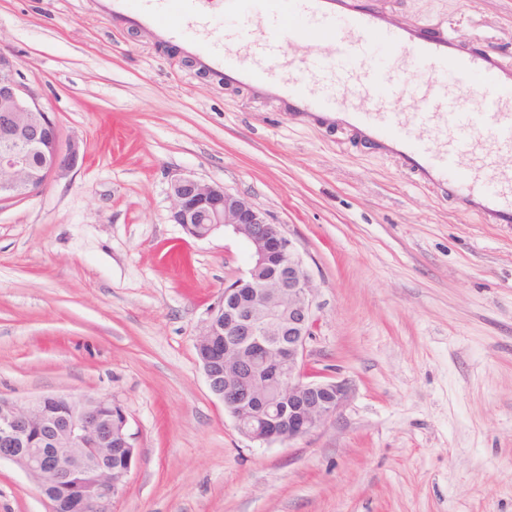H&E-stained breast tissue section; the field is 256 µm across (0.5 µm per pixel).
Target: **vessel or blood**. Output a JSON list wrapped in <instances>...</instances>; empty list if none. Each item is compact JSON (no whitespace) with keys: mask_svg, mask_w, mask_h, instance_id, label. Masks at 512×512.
<instances>
[{"mask_svg":"<svg viewBox=\"0 0 512 512\" xmlns=\"http://www.w3.org/2000/svg\"><path fill=\"white\" fill-rule=\"evenodd\" d=\"M98 0L109 19L176 43L200 69L249 87L291 113L335 121L460 210L488 224H512V65L471 54L445 32L400 26L357 0ZM312 31L319 42L298 62L282 59L283 34ZM415 73L410 86L401 77ZM407 95L411 107L394 102Z\"/></svg>","mask_w":512,"mask_h":512,"instance_id":"obj_1","label":"vessel or blood"}]
</instances>
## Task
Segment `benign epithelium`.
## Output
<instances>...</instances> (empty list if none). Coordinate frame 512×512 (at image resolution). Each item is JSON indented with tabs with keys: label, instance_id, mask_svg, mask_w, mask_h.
Returning <instances> with one entry per match:
<instances>
[{
	"label": "benign epithelium",
	"instance_id": "1",
	"mask_svg": "<svg viewBox=\"0 0 512 512\" xmlns=\"http://www.w3.org/2000/svg\"><path fill=\"white\" fill-rule=\"evenodd\" d=\"M79 146L61 145L56 120L19 81V65L0 51V202L38 194L77 164ZM170 220L203 239L221 228L250 249L245 274L224 288L198 339L214 336L224 318L226 368L203 362L210 391L238 432L261 444L301 439L335 418L348 397L344 381L311 380L313 336L309 274L281 226L246 198L192 177L171 181ZM128 418L110 394L40 397L24 406L0 399V462L16 465L49 504V512H112L126 488L136 448ZM125 440L117 472L101 449Z\"/></svg>",
	"mask_w": 512,
	"mask_h": 512
}]
</instances>
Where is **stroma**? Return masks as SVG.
<instances>
[{
    "instance_id": "stroma-1",
    "label": "stroma",
    "mask_w": 512,
    "mask_h": 512,
    "mask_svg": "<svg viewBox=\"0 0 512 512\" xmlns=\"http://www.w3.org/2000/svg\"><path fill=\"white\" fill-rule=\"evenodd\" d=\"M359 3L512 63V0ZM0 50L81 145L67 176L0 203V396L121 403L138 458L112 512H512V225L97 0H0ZM179 176L245 197L308 269V359L351 392L307 437L247 440L208 387L196 339L249 251L170 221ZM48 510L0 464V512Z\"/></svg>"
}]
</instances>
